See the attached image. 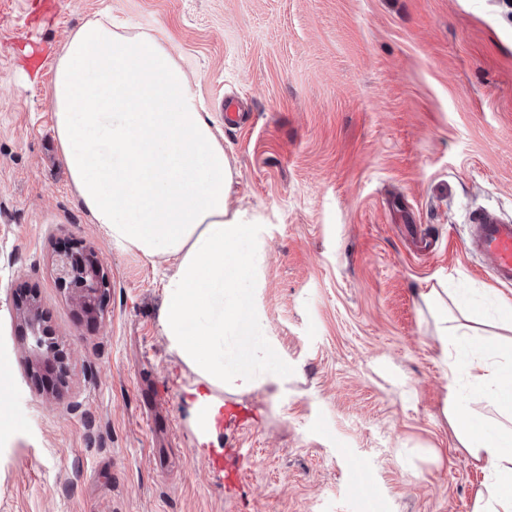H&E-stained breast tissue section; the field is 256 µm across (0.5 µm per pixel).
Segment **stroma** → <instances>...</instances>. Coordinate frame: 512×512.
Listing matches in <instances>:
<instances>
[{
	"mask_svg": "<svg viewBox=\"0 0 512 512\" xmlns=\"http://www.w3.org/2000/svg\"><path fill=\"white\" fill-rule=\"evenodd\" d=\"M109 18L155 36L190 80L253 217L268 387L210 390L161 330L169 263L93 224L54 132L61 48ZM233 95L245 124H224ZM512 221V5L505 0H0V512H472L485 480L443 413L448 370L423 300L456 290L495 350L492 282L463 241L476 213ZM78 239L111 287L97 322L52 272ZM65 346V384L29 368L19 293ZM214 393L252 427L204 438ZM244 449L226 487L209 448Z\"/></svg>",
	"mask_w": 512,
	"mask_h": 512,
	"instance_id": "stroma-1",
	"label": "stroma"
}]
</instances>
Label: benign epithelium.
<instances>
[{"mask_svg":"<svg viewBox=\"0 0 512 512\" xmlns=\"http://www.w3.org/2000/svg\"><path fill=\"white\" fill-rule=\"evenodd\" d=\"M53 273L59 288L67 291L70 300L93 316L103 312L110 281L95 252L80 241L58 251L53 262ZM16 315L27 326L28 354L32 362L55 361L61 345L43 326L42 312L34 301L16 307Z\"/></svg>","mask_w":512,"mask_h":512,"instance_id":"1","label":"benign epithelium"}]
</instances>
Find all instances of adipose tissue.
I'll use <instances>...</instances> for the list:
<instances>
[{"instance_id":"adipose-tissue-1","label":"adipose tissue","mask_w":512,"mask_h":512,"mask_svg":"<svg viewBox=\"0 0 512 512\" xmlns=\"http://www.w3.org/2000/svg\"><path fill=\"white\" fill-rule=\"evenodd\" d=\"M55 133L71 181L93 223L115 245L169 262L161 326L182 360L224 391L277 386L252 371L268 342L246 350L248 369L211 349L253 321L263 256L242 249L250 226L229 204L233 169L185 73L156 38L103 21L69 37L53 82ZM423 300L435 322L449 393L459 380L494 389L495 419L451 408L457 438L488 479L473 512H512V341L507 360L466 354L476 329L454 316L437 290ZM495 430H488V423Z\"/></svg>"}]
</instances>
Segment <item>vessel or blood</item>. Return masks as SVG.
Segmentation results:
<instances>
[{"instance_id":"obj_1","label":"vessel or blood","mask_w":512,"mask_h":512,"mask_svg":"<svg viewBox=\"0 0 512 512\" xmlns=\"http://www.w3.org/2000/svg\"><path fill=\"white\" fill-rule=\"evenodd\" d=\"M466 247L480 257L483 270L492 281L512 286L511 223L491 213H480Z\"/></svg>"}]
</instances>
